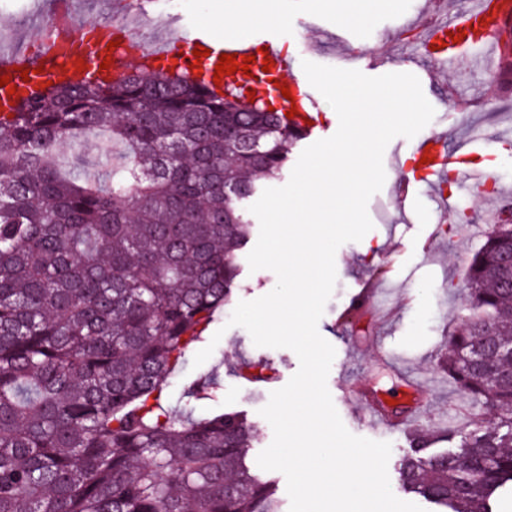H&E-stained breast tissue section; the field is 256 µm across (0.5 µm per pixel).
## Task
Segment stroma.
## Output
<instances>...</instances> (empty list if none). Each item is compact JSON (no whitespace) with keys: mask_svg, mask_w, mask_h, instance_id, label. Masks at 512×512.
Segmentation results:
<instances>
[{"mask_svg":"<svg viewBox=\"0 0 512 512\" xmlns=\"http://www.w3.org/2000/svg\"><path fill=\"white\" fill-rule=\"evenodd\" d=\"M155 16L174 13L191 18L197 29L208 31V17L216 5L231 7L233 0H144ZM427 0H372L364 23L340 25L336 11L325 0H278L283 23L275 30L285 51L296 60L342 67L337 36L360 63H373L375 75L411 73L421 80L423 93L435 109L421 137L443 134L448 147L466 143L481 132L487 146L476 161L489 160L495 189L512 198V150L499 148L498 137L512 117V92L491 84V69H469L430 55L422 45L420 25L426 24ZM132 0H81L73 20L81 35L104 20L122 22L131 14ZM52 0H0V30L29 42V24L47 18ZM416 139L396 137L384 152L386 180L368 202L373 228L361 241L341 245L335 256L337 281L318 331L336 355L327 378L333 403L354 435L392 445V459L410 447L418 430H425L432 450L449 446V435L486 425L481 405L473 403L443 372L439 354L451 331L461 323L469 285L467 272L473 255L485 242L472 233L482 224L486 202L482 195L451 191L448 212H437L422 178L408 177L402 159L412 157ZM410 181V194L399 200L397 181ZM384 284L381 304L367 302L362 316L346 310L367 284ZM214 329L223 336L212 354L223 360L224 407L246 414L256 428L253 453L273 439V430L260 410L272 391L282 388L297 371V355L287 348L255 346L241 327H228L218 318ZM262 359L274 369L267 383H251L237 372L245 360ZM384 413L386 423L373 427L361 418Z\"/></svg>","mask_w":512,"mask_h":512,"instance_id":"stroma-1","label":"stroma"}]
</instances>
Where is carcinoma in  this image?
Segmentation results:
<instances>
[{"label":"carcinoma","mask_w":512,"mask_h":512,"mask_svg":"<svg viewBox=\"0 0 512 512\" xmlns=\"http://www.w3.org/2000/svg\"><path fill=\"white\" fill-rule=\"evenodd\" d=\"M270 76L257 72L251 97L182 70L136 72L0 111V512H284L214 375L190 389L214 411L166 404L237 287L258 181L280 180L307 136ZM238 129L260 155L224 136ZM510 249L512 225H492L439 356L495 423L442 453L417 433L396 464L400 491L437 512H495V494L512 492ZM240 374L273 378L262 360Z\"/></svg>","instance_id":"obj_1"}]
</instances>
